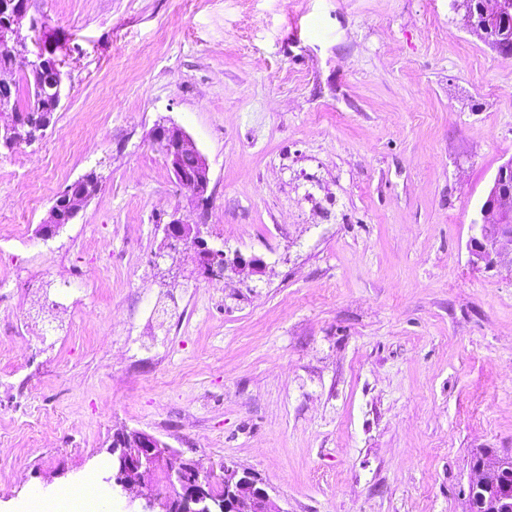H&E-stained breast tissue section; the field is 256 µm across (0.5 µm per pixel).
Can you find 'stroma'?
I'll list each match as a JSON object with an SVG mask.
<instances>
[{"instance_id":"stroma-1","label":"stroma","mask_w":512,"mask_h":512,"mask_svg":"<svg viewBox=\"0 0 512 512\" xmlns=\"http://www.w3.org/2000/svg\"><path fill=\"white\" fill-rule=\"evenodd\" d=\"M54 123L0 150V512L103 477L117 432L284 512H466L512 451V263L471 222L512 158V59L452 0H32ZM209 165L207 205L152 140ZM98 192L41 227L58 191ZM254 274L168 272L172 213Z\"/></svg>"}]
</instances>
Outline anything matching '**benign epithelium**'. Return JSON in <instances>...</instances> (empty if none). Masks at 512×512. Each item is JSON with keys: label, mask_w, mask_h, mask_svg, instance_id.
Instances as JSON below:
<instances>
[{"label": "benign epithelium", "mask_w": 512, "mask_h": 512, "mask_svg": "<svg viewBox=\"0 0 512 512\" xmlns=\"http://www.w3.org/2000/svg\"><path fill=\"white\" fill-rule=\"evenodd\" d=\"M456 6L465 10L468 24L478 31L493 47L510 51L512 36L499 38L495 29L512 21V0H486L477 7L474 0H455ZM9 12L8 20L0 25V46L8 49L14 59L20 60L25 69L34 71L43 65L44 53L30 50L28 36L22 34L24 22L29 29L37 26L34 17L28 16L24 0H3L0 12ZM154 137L167 144L166 161L177 181L194 197L203 199L210 183L209 167L192 139L175 127L159 126ZM0 140L15 146L30 140L26 124L15 113L0 107ZM196 157L195 169L185 171L179 159L184 154ZM95 195L93 190L72 193V187L62 190L49 211L48 223L58 220V207L68 208V220H74L85 203ZM481 221L471 224L473 235L469 251L473 262L494 265L504 259L512 263V158L502 164L480 206ZM166 248L177 252L192 248L197 265L212 275L224 274V250L208 244L203 225L189 224L181 217L164 225ZM123 447L112 449L114 485L125 492L143 486L145 478L160 469L170 485L172 495L153 490L146 495L144 512H285L269 493L268 487L249 470L233 463L221 466L220 485L224 495L216 497L207 483L200 479L199 467L184 458L167 443L147 432L132 429L122 432ZM475 478L470 484L468 512H512V452L489 459L476 456Z\"/></svg>", "instance_id": "benign-epithelium-1"}]
</instances>
